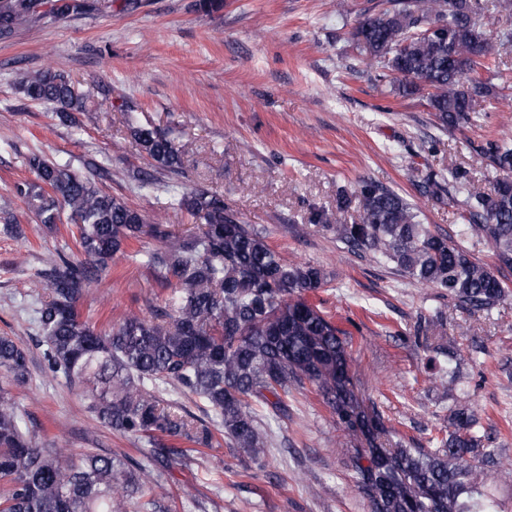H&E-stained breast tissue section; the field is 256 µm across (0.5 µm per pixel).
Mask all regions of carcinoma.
Here are the masks:
<instances>
[{
    "mask_svg": "<svg viewBox=\"0 0 512 512\" xmlns=\"http://www.w3.org/2000/svg\"><path fill=\"white\" fill-rule=\"evenodd\" d=\"M45 4L48 11L41 10ZM89 0H0V37L23 21L50 14L64 19L89 13ZM484 0H394L393 8L365 18L356 28L365 64L379 80L404 96L426 99L444 130L476 124L493 94L491 77L503 76L502 57L512 48V28L487 37L479 19ZM440 23L448 36H425ZM24 98L55 108L62 123L108 92L101 84L75 90L70 78L50 69L17 83ZM129 135L151 160L152 171L128 174L139 188H169L163 177L185 175L184 146L166 133L141 125ZM483 153L495 178L488 189L473 183L470 170L448 158L432 172L422 194L443 201V184L465 225L466 237L487 242L498 265L512 270V140L490 141ZM31 181L14 195L52 231L68 211L77 255L43 260L37 271L45 287L35 308L48 370L77 390L87 411L124 436L143 439L156 464L183 460L187 450L169 443L184 438L211 448L216 435L267 465L268 435L255 407L288 416V395L311 386L342 432L363 437L365 448H349L348 467L371 512H489L491 489L502 478L498 450L488 447L461 364L478 359L477 347L448 351V374L433 377L451 401L450 429L422 448L391 444L378 412L368 415L353 390L350 342L332 319L305 298L328 284L323 269L285 261L264 232L244 223L211 189L193 188L173 204L201 221L198 235L175 236L162 224L145 230L146 217L105 190L95 162L86 172L30 153ZM358 198L359 221L347 224L349 196ZM308 221L336 232V240L365 259L391 264L413 284L437 288L469 313L485 314L505 296L506 285L472 259L465 245L435 233L421 212L399 193L369 177L352 194H339L336 209H317ZM150 235L162 243L148 265L175 285L173 313L149 302L108 330L82 318L80 303L112 256L130 239ZM442 313L419 322L414 337L437 350L447 335ZM0 373L17 386L28 380V351L0 336ZM203 399L219 419L212 430L198 422L166 391ZM0 512H125L128 498L153 491L152 469L129 467L111 454H76L67 445L45 446L23 429L14 396L0 389Z\"/></svg>",
    "mask_w": 512,
    "mask_h": 512,
    "instance_id": "obj_1",
    "label": "carcinoma"
}]
</instances>
